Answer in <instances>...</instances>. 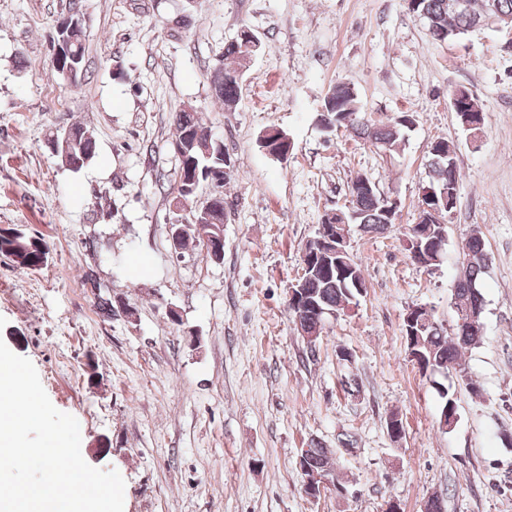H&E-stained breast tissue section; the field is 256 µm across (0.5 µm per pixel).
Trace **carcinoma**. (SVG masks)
I'll return each instance as SVG.
<instances>
[{"mask_svg": "<svg viewBox=\"0 0 512 512\" xmlns=\"http://www.w3.org/2000/svg\"><path fill=\"white\" fill-rule=\"evenodd\" d=\"M406 0L410 13L423 19L430 36L440 43H456L463 36L484 26L512 27V0ZM260 45V41L235 38L224 45L222 58L232 60L233 68L224 69V81L214 86L216 98L231 110L237 102L240 85L237 78L250 67L251 61ZM329 117L336 119V127L371 145L384 156H393L404 149L406 133L414 125V115L402 112L385 121L374 122L365 118L364 108L354 86L349 82L336 83L327 93L322 104ZM453 112L460 125H465V116L482 114L481 108L472 93L452 104ZM175 141L183 144L184 152L178 159L179 166L191 169L193 178L199 185L207 183L212 174H219L222 185H227L233 169L224 164L223 148L208 145L206 127L191 107L176 114ZM71 139L63 143V135L56 134L57 148L53 155L71 169H79L90 161L95 154L96 139L93 131L73 125L69 128ZM426 168L427 182L422 187L419 199L417 222L410 225L405 236L411 259L420 255L426 258L425 268L438 267L447 247L448 227L440 223L456 209L457 186L460 172L456 164L455 147L445 140L434 141L428 151ZM351 207L342 210L345 223L355 224L367 234H382L395 224L397 213L390 212L389 198L381 193L376 185L363 174L357 175L350 187ZM190 227L180 239V248H196L202 244L201 236L195 234V227L211 233L224 230L226 213L224 192L213 196L211 206L206 209H190L179 214ZM302 256L304 291L309 300L321 309L339 315L366 291L365 277L361 265L354 257L342 261V257L327 250L313 252L310 243H305ZM0 255L5 256L19 267L31 271L39 270L47 260L43 239L31 235L20 228H0ZM489 257L481 232L477 229L467 241L466 247L458 259L457 276L452 293L451 304L455 314L453 332H448L438 323L432 310L418 306L420 316L427 325L419 329L410 322H403L402 330L407 350L419 369L440 371L450 365L462 366V355L477 347L483 336V318L485 302L479 289L483 275L488 268ZM478 315V326L473 327L460 320L471 314ZM291 319L300 320V326L310 336H321L325 321L313 308L302 312L289 311ZM438 393L442 401V410L448 411L446 424L453 425L457 419V403L453 387L439 385ZM302 476L308 471L317 470L336 476L331 462L330 451L320 442L311 443L310 453L299 460Z\"/></svg>", "mask_w": 512, "mask_h": 512, "instance_id": "obj_1", "label": "carcinoma"}]
</instances>
